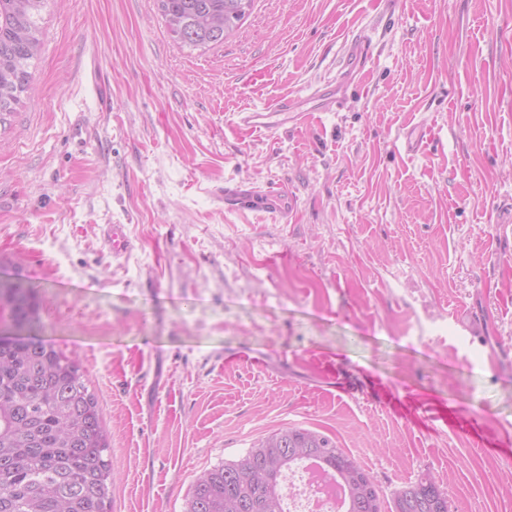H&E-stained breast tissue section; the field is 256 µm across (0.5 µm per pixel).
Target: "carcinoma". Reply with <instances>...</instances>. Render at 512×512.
I'll return each instance as SVG.
<instances>
[{"label": "carcinoma", "instance_id": "carcinoma-1", "mask_svg": "<svg viewBox=\"0 0 512 512\" xmlns=\"http://www.w3.org/2000/svg\"><path fill=\"white\" fill-rule=\"evenodd\" d=\"M47 0H0V127L32 80ZM171 37L190 49L220 45L253 0H157ZM40 299L18 277L0 279V512H112L110 442L77 362L32 335ZM313 460L346 492V512H383L360 462L329 437L284 426L240 458L202 472L186 512H287L285 474ZM393 512H448L435 477L399 490Z\"/></svg>", "mask_w": 512, "mask_h": 512}]
</instances>
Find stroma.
I'll return each mask as SVG.
<instances>
[{
  "instance_id": "stroma-1",
  "label": "stroma",
  "mask_w": 512,
  "mask_h": 512,
  "mask_svg": "<svg viewBox=\"0 0 512 512\" xmlns=\"http://www.w3.org/2000/svg\"><path fill=\"white\" fill-rule=\"evenodd\" d=\"M42 26L0 129V273L98 397L112 512H184L288 424L384 501L429 473L449 512H512V0H255L203 52L156 0H49ZM356 40L343 109L318 111ZM285 97L301 123L237 126ZM236 181L285 211L225 208ZM365 52V47H362L359 43H351L346 53L344 66L339 75V83L343 85L349 83L353 75L363 68L367 55Z\"/></svg>"
}]
</instances>
